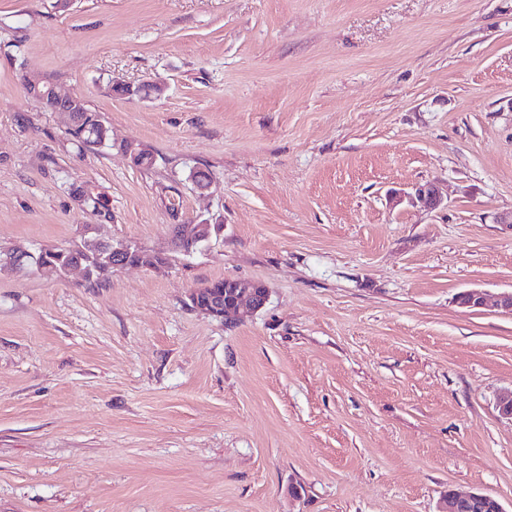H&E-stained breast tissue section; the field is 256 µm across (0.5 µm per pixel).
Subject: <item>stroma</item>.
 Listing matches in <instances>:
<instances>
[{
  "label": "stroma",
  "instance_id": "obj_1",
  "mask_svg": "<svg viewBox=\"0 0 512 512\" xmlns=\"http://www.w3.org/2000/svg\"><path fill=\"white\" fill-rule=\"evenodd\" d=\"M510 215L512 0H0V247L147 258L0 274V512H512V314L454 301L512 290ZM222 279L266 305L194 309ZM47 94L51 95L58 104V110L56 112H64L68 115V126H70L74 120V113L76 114L73 125L67 129L66 132L78 148H94L96 146L105 145L108 127H103L98 113L89 112L90 110L86 107L83 99L78 103L79 112H76L74 109L78 101L76 95H61L53 87L47 91ZM403 197L408 199L409 202L420 204L428 210L439 208L444 201L439 189L431 183L416 185L413 187L412 192L403 193ZM178 225H180V226H178V230L184 231L185 232L184 234L187 238H185L184 236H181L180 232L176 231V228H175L174 229L175 241H176L177 246L180 247L181 249H183L184 251H189V250L196 248L197 246H199L201 243L205 242L206 240L202 241V242H197L195 240L206 239L211 234L212 224H209L210 225L209 235L206 231V230H208V224H204V223L200 224V226H198L193 232H190V230L193 228V224H183V225L178 224ZM188 238L195 239V240L191 241V239H188ZM108 243L105 240H87L77 246L75 250L55 248L54 252H47L42 258L41 274L50 279H58L61 269L79 258L82 260L83 266L90 269L86 280L92 282L106 278L112 272L113 266L126 265L131 253L130 263L140 261L139 254L135 250L131 251L130 246L123 243L114 245L112 240H108ZM110 246L112 247L110 248ZM109 249L107 260L112 267L106 262ZM82 264L76 262L75 267H69L60 273V278H66L74 270L82 271L85 276L86 272L82 269ZM238 283L237 289H233V286L227 279L218 280L211 282V284L218 287L227 289L229 294L227 300V308L229 318H233L234 311L236 316L239 317L240 311L243 308H247L253 311H257L264 307L268 300V289L262 283L254 281L236 280ZM505 512L501 502L488 493H460L448 490V498L440 512Z\"/></svg>",
  "mask_w": 512,
  "mask_h": 512
}]
</instances>
